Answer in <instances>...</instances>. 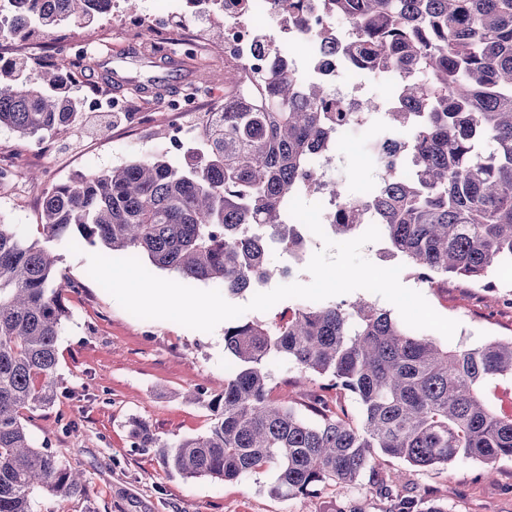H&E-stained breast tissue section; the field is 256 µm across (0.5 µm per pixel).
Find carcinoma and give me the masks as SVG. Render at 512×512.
Wrapping results in <instances>:
<instances>
[{
  "label": "carcinoma",
  "instance_id": "carcinoma-1",
  "mask_svg": "<svg viewBox=\"0 0 512 512\" xmlns=\"http://www.w3.org/2000/svg\"><path fill=\"white\" fill-rule=\"evenodd\" d=\"M24 24L0 21V39L22 40L41 28L89 25L94 0H28ZM277 20L304 21L300 0H275ZM327 16L348 19L356 63L401 73L399 93L419 112H382L369 96L361 125L379 124L370 145L401 134L409 149L372 153L373 197L336 183L332 234L348 236L369 222L419 279L434 287L450 277L492 280L512 262V0H322ZM86 59L33 67L0 62V128L23 139L80 126L84 112L66 91ZM224 105L201 126L203 148L188 168L163 158H134L100 174L55 186L42 207L45 241L102 244L182 278L224 284L239 295L269 282L266 242L296 255L302 225L288 224L286 198L308 197L323 181L310 153L349 113L326 90L300 87L278 61L262 75L227 70ZM72 281L57 273L52 251L0 224V512H35L37 490L87 500L89 482L22 423L25 411L57 396V341ZM224 348L235 365L218 394L198 400L210 411L204 435L165 443L142 421L137 448H154L165 467L186 478L234 480L275 468L272 491L307 495L327 481L349 485L381 454L419 467L478 460L493 472L512 460V411L492 403L491 383H512V337L448 348L419 335L391 313L359 298L297 305L288 318L224 324ZM304 374L330 377L350 393L361 415H339L318 387L301 415L271 396L273 358ZM394 512L421 510L400 496Z\"/></svg>",
  "mask_w": 512,
  "mask_h": 512
}]
</instances>
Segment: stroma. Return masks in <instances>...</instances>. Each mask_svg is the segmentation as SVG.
Returning a JSON list of instances; mask_svg holds the SVG:
<instances>
[{
	"label": "stroma",
	"mask_w": 512,
	"mask_h": 512,
	"mask_svg": "<svg viewBox=\"0 0 512 512\" xmlns=\"http://www.w3.org/2000/svg\"><path fill=\"white\" fill-rule=\"evenodd\" d=\"M121 0L110 14L82 29L61 27L50 33L36 32L29 42L5 41L0 57H23L44 65L61 62L56 45L62 38L104 42L105 50L85 70L78 97L92 91L123 104L125 114L113 118L100 112L91 126L52 136L43 142L22 140L0 128V163L21 160L17 185H0V224L13 225L29 240L42 237L41 210L52 186L73 178L111 170L136 156L166 151V135L173 119L166 103L179 99L192 85H200L197 109L218 112L224 107V57L221 53L224 21L215 19L200 30L212 57L204 61L184 52H171L169 42L181 36L180 28L159 34L148 28L128 32L123 28ZM171 56L173 67L155 66V59ZM109 62L113 76L104 83L102 62ZM205 82H198V74ZM163 77L167 89L161 96L141 94L140 86ZM109 126L107 137L98 127ZM368 133L350 130L339 150L337 178L350 190L363 191L373 176L366 151ZM57 270L84 288L68 294L69 317L57 342L58 394L50 406L24 413L22 422L37 445L56 450L72 468L89 481L90 501L39 495V512H389L391 501L376 489L378 480H396L417 496L442 505L445 512H512V461L497 465L494 477H486L478 461L421 469L407 462L379 456L374 470L357 484H323L315 495L281 496L271 492L275 473L265 470L251 476L221 481L183 478L168 472L153 452L134 445L130 422L145 421L161 441L205 434L210 416L205 406L186 400L189 391L220 392L231 358L224 349V329L207 333L168 320L145 321L125 309L87 274L88 256L104 253L103 245L73 247L56 241ZM363 256L383 268L400 267L401 283L420 292L441 316L456 320L452 338L437 336L448 346H474L494 336H512V266L493 277L496 291L473 287L463 279L430 288L417 282L403 268L400 255L391 253L385 240L365 245ZM275 396H289L304 405L308 390L327 386L328 398L356 412L355 402L329 389L328 377H300L292 363H270ZM75 423L64 433L59 422Z\"/></svg>",
	"instance_id": "1"
}]
</instances>
